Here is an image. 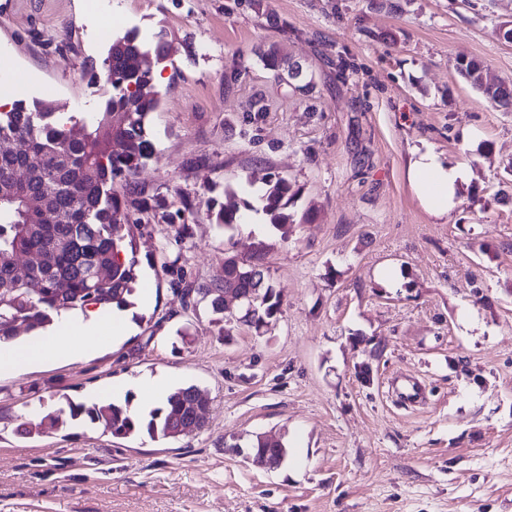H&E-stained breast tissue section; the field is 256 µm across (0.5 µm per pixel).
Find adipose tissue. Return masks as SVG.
<instances>
[{
    "label": "adipose tissue",
    "instance_id": "1",
    "mask_svg": "<svg viewBox=\"0 0 512 512\" xmlns=\"http://www.w3.org/2000/svg\"><path fill=\"white\" fill-rule=\"evenodd\" d=\"M409 182L427 212L436 217L449 215L458 203L460 187L468 173L464 166L444 162L432 150L414 151L408 169ZM106 321L101 309L87 308L60 316L55 333L41 345L32 347L12 342L0 343V374L21 365H36L51 354H73L77 347L96 345Z\"/></svg>",
    "mask_w": 512,
    "mask_h": 512
}]
</instances>
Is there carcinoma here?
<instances>
[{"label":"carcinoma","mask_w":512,"mask_h":512,"mask_svg":"<svg viewBox=\"0 0 512 512\" xmlns=\"http://www.w3.org/2000/svg\"><path fill=\"white\" fill-rule=\"evenodd\" d=\"M167 36L164 28L150 44L135 29L112 36L103 70L86 71L90 79L103 77L112 86L92 128L72 116L64 122L54 107L34 99L16 100L0 111V341L23 333L37 336L63 310L132 305L138 263L133 240L144 219L158 216L177 225L179 238L187 233L193 200L180 198L181 207L171 212L164 196L146 192L136 181L156 152L149 118L162 95L153 70L135 67L131 60L148 50L165 52ZM258 58L284 80L289 69L277 46L260 50ZM456 70L491 104L512 107L511 79L490 77L486 65L474 58L457 61ZM300 193L284 176L270 172L262 178L257 192L261 210L283 240L293 232L290 207ZM206 206L209 221L225 231L244 223L245 212L254 210L248 201L228 207L214 198ZM267 255L263 241L241 258L224 248L223 275L210 284L191 280L179 258L165 248L157 261L184 304L210 309L228 337L240 324L258 334L281 313L283 300ZM250 290L258 296L252 316L241 323L227 318L224 293ZM78 416L115 437L177 439L206 427L209 402L195 385L175 388L163 406L147 414L132 411L128 400L90 405L68 400L66 407L48 410L36 432L57 431ZM246 447L254 454L261 448H286L288 440L257 434Z\"/></svg>","instance_id":"cac0c4a2"}]
</instances>
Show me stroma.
I'll use <instances>...</instances> for the list:
<instances>
[{
	"mask_svg": "<svg viewBox=\"0 0 512 512\" xmlns=\"http://www.w3.org/2000/svg\"><path fill=\"white\" fill-rule=\"evenodd\" d=\"M113 19L169 33L154 160L138 182L196 200L190 235L153 221L137 238L132 330L74 360L0 376V512H512V112L468 86L457 59L512 78V0H107ZM86 0H0V75L93 122L112 88L81 74L111 43ZM277 44L312 93L258 61ZM266 110L254 115L252 104ZM428 145L470 173L451 215H430L408 179ZM274 172L313 211L281 241L261 214L233 249L271 244L282 311L261 334L224 337L185 307L153 258L192 279L222 275L224 233L204 207L239 203ZM189 327L187 339L177 331ZM168 375L210 400L207 427L175 440L116 438L84 420L25 436L48 406L135 392ZM415 377L425 402L397 403ZM288 438L266 469L232 438Z\"/></svg>",
	"mask_w": 512,
	"mask_h": 512,
	"instance_id": "obj_1",
	"label": "stroma"
}]
</instances>
